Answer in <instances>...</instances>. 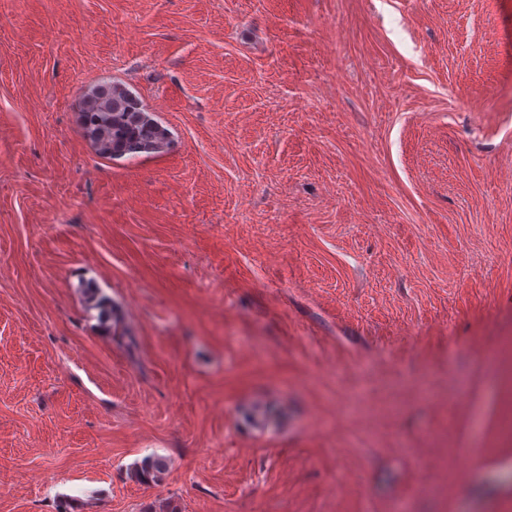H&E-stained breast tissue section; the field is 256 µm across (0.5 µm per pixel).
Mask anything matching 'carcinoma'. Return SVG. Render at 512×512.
Masks as SVG:
<instances>
[{
    "label": "carcinoma",
    "instance_id": "cac0c4a2",
    "mask_svg": "<svg viewBox=\"0 0 512 512\" xmlns=\"http://www.w3.org/2000/svg\"><path fill=\"white\" fill-rule=\"evenodd\" d=\"M80 119L86 137L106 158L158 154L169 144V131L120 83H100L85 92ZM166 470L165 459L147 457L132 467L130 477L142 484L155 483Z\"/></svg>",
    "mask_w": 512,
    "mask_h": 512
}]
</instances>
